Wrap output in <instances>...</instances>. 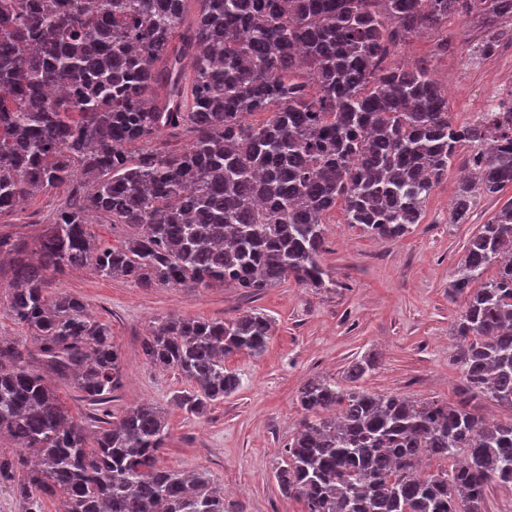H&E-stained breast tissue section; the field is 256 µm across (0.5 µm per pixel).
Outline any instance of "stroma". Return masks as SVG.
Here are the masks:
<instances>
[{"mask_svg": "<svg viewBox=\"0 0 512 512\" xmlns=\"http://www.w3.org/2000/svg\"><path fill=\"white\" fill-rule=\"evenodd\" d=\"M489 26L483 14L454 16L443 33L416 36L393 55L427 64L447 88L449 110L460 124L489 110L490 89L512 81V41L506 38L486 56L471 52ZM443 35L448 51L441 55L437 43ZM460 176V164H453L426 200L421 223L397 240L364 234L345 224L341 211L331 212L321 256L332 282L328 288L289 280L252 297L221 285L142 288L120 276L100 277L90 266L55 274L54 289L81 299L110 327L122 352L121 384L109 405L113 418L139 402H153L164 409L170 430L161 467L206 473L237 512H305L302 500L283 496L274 472L304 417L298 393L306 381L342 379L351 362L365 357L374 368L362 385L372 392L451 405L460 399L453 327L463 302L451 296L450 283L468 239L512 201L510 186L482 198L466 223H450ZM72 191L68 184L37 193L21 210L0 216V233L33 250ZM250 309L272 319L273 336L261 355L227 359L240 388L200 415L179 408L176 398L192 391V384L177 371L149 364L141 351L143 337L171 315L228 320ZM30 364L46 372L61 403L86 431H97L94 410L72 380L47 371L39 353H32ZM22 456L12 439L0 437V512H24L16 472Z\"/></svg>", "mask_w": 512, "mask_h": 512, "instance_id": "stroma-1", "label": "stroma"}]
</instances>
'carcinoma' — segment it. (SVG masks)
Segmentation results:
<instances>
[{"label":"carcinoma","instance_id":"cac0c4a2","mask_svg":"<svg viewBox=\"0 0 512 512\" xmlns=\"http://www.w3.org/2000/svg\"><path fill=\"white\" fill-rule=\"evenodd\" d=\"M475 11L512 16V0H0V215L73 182L77 167L83 177L38 241V264L14 266L9 314L102 406L121 352L80 299L52 290L54 274L90 264L143 288H326L329 213L339 205L344 223L396 240L463 147L471 173L450 223H465L512 186V105L457 124L427 66L388 58ZM179 130L192 134L186 149L150 146ZM92 213L135 234L99 243ZM451 290L464 301L458 404L370 392L358 386L374 369L365 359L341 382L300 389L304 419L274 477L307 512H486L489 485L512 488V417L489 421L472 405L512 410V202L468 241ZM272 333L256 309L172 315L141 350L194 384L178 406L201 414L240 385L226 359L262 354ZM29 354L0 337V436L37 458L19 482L25 512L46 498L62 512H232L205 475L159 466L161 407L106 422L90 447ZM427 458L452 466L422 473Z\"/></svg>","mask_w":512,"mask_h":512}]
</instances>
